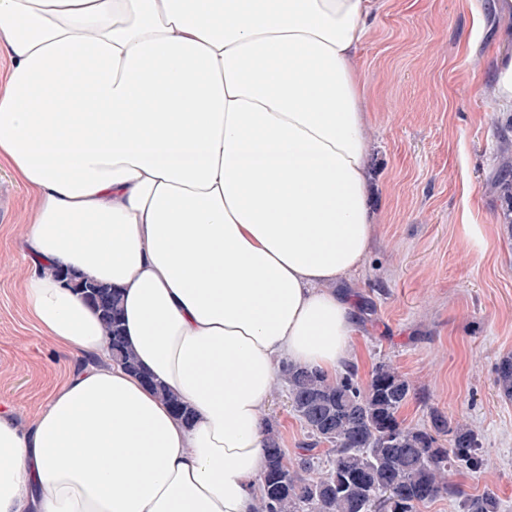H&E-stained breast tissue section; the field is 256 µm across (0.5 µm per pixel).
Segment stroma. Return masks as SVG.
Listing matches in <instances>:
<instances>
[{"mask_svg":"<svg viewBox=\"0 0 512 512\" xmlns=\"http://www.w3.org/2000/svg\"><path fill=\"white\" fill-rule=\"evenodd\" d=\"M507 53L512 16L497 0H376L359 49L371 243L339 286L353 307L359 381L389 362L414 388L405 425H425L435 407L478 431L482 467L448 475L473 495L493 489L501 512H512V401L494 367L512 353V202L498 176L512 114L498 109L494 73ZM0 191L10 199L0 211V409L26 427L88 360L29 317L30 265L17 243L34 198L4 165ZM264 417L295 459L305 430L282 383Z\"/></svg>","mask_w":512,"mask_h":512,"instance_id":"stroma-1","label":"stroma"}]
</instances>
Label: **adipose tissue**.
<instances>
[{
	"label": "adipose tissue",
	"instance_id": "1",
	"mask_svg": "<svg viewBox=\"0 0 512 512\" xmlns=\"http://www.w3.org/2000/svg\"><path fill=\"white\" fill-rule=\"evenodd\" d=\"M373 0H0V159L35 195L27 310L93 354L21 427L0 512H253L286 363L335 376L371 240L358 49ZM120 289L113 364L57 265ZM69 278V286L80 295L87 294L92 300V307L98 312L105 330L106 341L112 353V361L123 365L138 377L145 385L158 393L171 407L180 420L189 424L194 413L181 398L164 384L144 371L137 363L127 343L122 323L121 292L118 288L91 280Z\"/></svg>",
	"mask_w": 512,
	"mask_h": 512
}]
</instances>
